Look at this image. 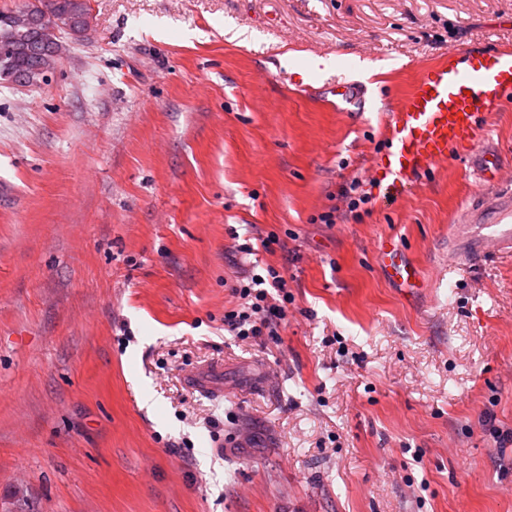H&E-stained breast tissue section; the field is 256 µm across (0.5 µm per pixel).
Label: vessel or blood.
Instances as JSON below:
<instances>
[{
  "label": "vessel or blood",
  "instance_id": "vessel-or-blood-1",
  "mask_svg": "<svg viewBox=\"0 0 512 512\" xmlns=\"http://www.w3.org/2000/svg\"><path fill=\"white\" fill-rule=\"evenodd\" d=\"M512 95V51L469 58L449 56L429 66L414 82L402 107L387 126L390 150L376 161L392 193L403 192L433 164L447 161L463 144H474L487 117ZM449 259L512 252L511 224H454ZM380 261L387 274L417 287L414 266L403 261L393 241H384Z\"/></svg>",
  "mask_w": 512,
  "mask_h": 512
}]
</instances>
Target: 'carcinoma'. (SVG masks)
Instances as JSON below:
<instances>
[{"instance_id": "cac0c4a2", "label": "carcinoma", "mask_w": 512, "mask_h": 512, "mask_svg": "<svg viewBox=\"0 0 512 512\" xmlns=\"http://www.w3.org/2000/svg\"><path fill=\"white\" fill-rule=\"evenodd\" d=\"M25 13L0 11V81L36 85L63 54L60 33L78 35L89 23L87 0H26Z\"/></svg>"}]
</instances>
